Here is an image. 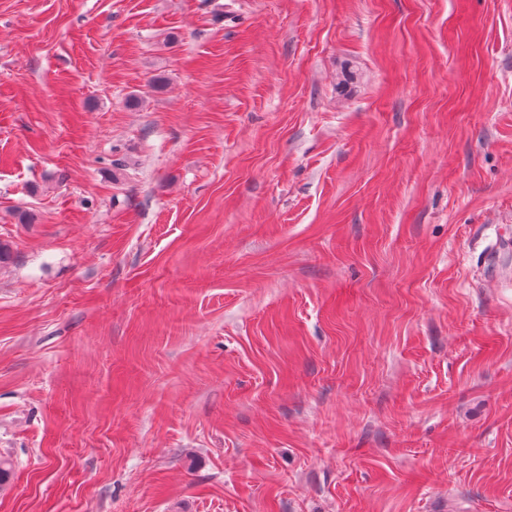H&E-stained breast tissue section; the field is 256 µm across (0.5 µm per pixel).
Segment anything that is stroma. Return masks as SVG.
Listing matches in <instances>:
<instances>
[{
    "mask_svg": "<svg viewBox=\"0 0 512 512\" xmlns=\"http://www.w3.org/2000/svg\"><path fill=\"white\" fill-rule=\"evenodd\" d=\"M0 512H512V0H0Z\"/></svg>",
    "mask_w": 512,
    "mask_h": 512,
    "instance_id": "stroma-1",
    "label": "stroma"
}]
</instances>
